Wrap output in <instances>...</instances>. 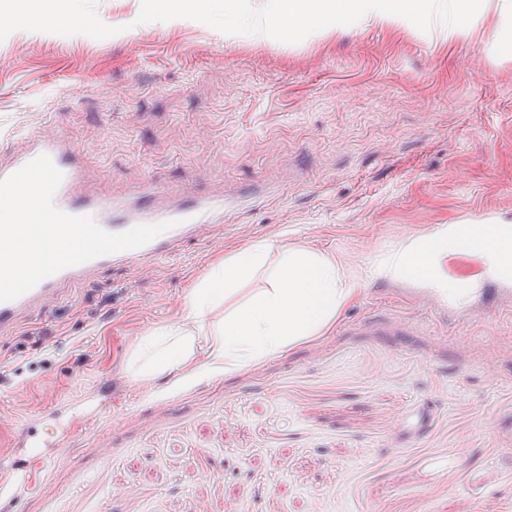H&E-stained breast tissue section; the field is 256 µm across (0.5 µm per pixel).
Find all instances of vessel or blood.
Masks as SVG:
<instances>
[{
  "mask_svg": "<svg viewBox=\"0 0 512 512\" xmlns=\"http://www.w3.org/2000/svg\"><path fill=\"white\" fill-rule=\"evenodd\" d=\"M49 155L62 171L63 180L54 196L55 206L72 215H89L106 231L120 233L138 224L170 222L166 232L142 247L71 266L42 280L33 289L10 302H0V332L14 328L35 313L47 311L70 286L88 281L107 268L149 270L153 264L186 242L203 238L212 225L223 223L224 214L234 203L220 195L184 196L163 202V193L152 182H145L133 197L98 196L85 188L87 170L79 150L51 130H35L6 149L0 150V179L22 168L36 156ZM39 435L28 427L18 434L0 436V488L10 490L25 485L28 472L18 467V448H35Z\"/></svg>",
  "mask_w": 512,
  "mask_h": 512,
  "instance_id": "vessel-or-blood-1",
  "label": "vessel or blood"
}]
</instances>
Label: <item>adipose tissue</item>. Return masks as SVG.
I'll return each mask as SVG.
<instances>
[{
    "label": "adipose tissue",
    "instance_id": "1",
    "mask_svg": "<svg viewBox=\"0 0 512 512\" xmlns=\"http://www.w3.org/2000/svg\"><path fill=\"white\" fill-rule=\"evenodd\" d=\"M432 17L478 39L487 27L512 20V0H264L248 14L233 0L224 3L225 33L246 30L258 41L272 30L330 37L348 19L409 31ZM463 246L487 253L498 273L512 275L508 224H486L467 236L425 237L388 256L383 267L395 276L425 269L439 295L462 299L468 288L439 283L434 258ZM245 284L253 285L251 296L205 329L207 316ZM357 293L353 278L331 255L301 245L251 243L209 268L188 295L180 321L140 339L134 375L150 379L174 372L188 381L244 369L320 335Z\"/></svg>",
    "mask_w": 512,
    "mask_h": 512
}]
</instances>
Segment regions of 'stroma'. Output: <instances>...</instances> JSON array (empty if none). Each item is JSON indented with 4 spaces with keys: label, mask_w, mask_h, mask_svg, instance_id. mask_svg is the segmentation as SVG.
Masks as SVG:
<instances>
[{
    "label": "stroma",
    "mask_w": 512,
    "mask_h": 512,
    "mask_svg": "<svg viewBox=\"0 0 512 512\" xmlns=\"http://www.w3.org/2000/svg\"><path fill=\"white\" fill-rule=\"evenodd\" d=\"M180 8L153 23L152 0H0V145L50 128L102 194L277 188L150 273L101 272L0 334V421L54 442L18 449L34 474L13 512H504L512 277L459 248L439 274L477 290L430 306L420 277L373 268L429 233L512 225V34L495 49L430 20L256 44ZM261 240L333 254L357 298L283 354L144 395L139 338ZM107 379L111 412L66 429Z\"/></svg>",
    "instance_id": "35a3bbf8"
}]
</instances>
